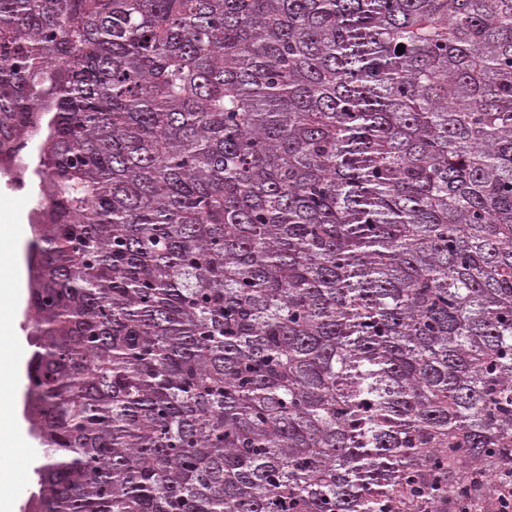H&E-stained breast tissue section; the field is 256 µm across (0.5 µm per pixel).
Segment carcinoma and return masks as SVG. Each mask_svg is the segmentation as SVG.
<instances>
[{
	"label": "carcinoma",
	"mask_w": 512,
	"mask_h": 512,
	"mask_svg": "<svg viewBox=\"0 0 512 512\" xmlns=\"http://www.w3.org/2000/svg\"><path fill=\"white\" fill-rule=\"evenodd\" d=\"M0 163L26 512H492L512 0H0ZM0 192L2 194H10L9 197L3 198L0 195V218L3 215L4 210L17 209L21 210L23 216L22 224H27V234L25 238L18 244L17 250L19 252L21 264L26 274V288H27V267L25 262L26 249L29 242L32 239V228L29 223V214L33 207H35L34 196L29 189H27L26 195L20 197L14 185L10 182L9 178L0 173ZM28 292V288H27Z\"/></svg>",
	"instance_id": "obj_1"
}]
</instances>
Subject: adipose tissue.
<instances>
[{"mask_svg": "<svg viewBox=\"0 0 512 512\" xmlns=\"http://www.w3.org/2000/svg\"><path fill=\"white\" fill-rule=\"evenodd\" d=\"M24 296V272L18 261L0 265V512H18L19 490L29 480L25 429L14 408L20 355L17 320Z\"/></svg>", "mask_w": 512, "mask_h": 512, "instance_id": "1", "label": "adipose tissue"}]
</instances>
